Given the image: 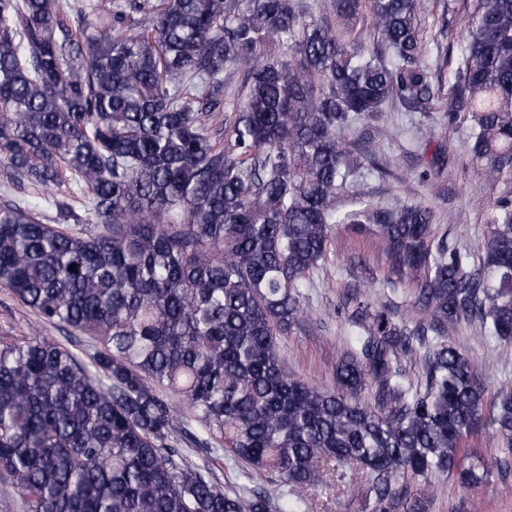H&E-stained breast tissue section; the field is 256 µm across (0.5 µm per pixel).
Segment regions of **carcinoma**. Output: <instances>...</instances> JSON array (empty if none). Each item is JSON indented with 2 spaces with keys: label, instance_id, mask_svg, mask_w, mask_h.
<instances>
[{
  "label": "carcinoma",
  "instance_id": "cac0c4a2",
  "mask_svg": "<svg viewBox=\"0 0 512 512\" xmlns=\"http://www.w3.org/2000/svg\"><path fill=\"white\" fill-rule=\"evenodd\" d=\"M331 7L91 0L74 24L61 0H0V167L43 190L0 201V287L93 342L83 361L0 335V474L28 512H317L313 495L345 492L354 466L372 512H426L432 475L478 481L472 432L512 460V384L485 402L479 366L443 339L477 321L512 355V195L491 201L473 249L436 238L422 204L336 207L349 177L385 169L342 138L396 103L467 124L483 179L512 184V0H475L446 87L421 0ZM68 174L79 228L42 221L46 203L71 210ZM339 224L375 238L415 316L347 289L358 336L331 391L282 369L277 336L301 320ZM186 442L274 477L288 505L224 487L183 459Z\"/></svg>",
  "mask_w": 512,
  "mask_h": 512
}]
</instances>
